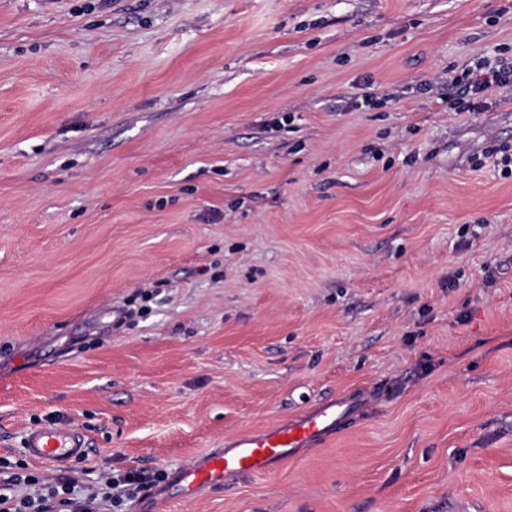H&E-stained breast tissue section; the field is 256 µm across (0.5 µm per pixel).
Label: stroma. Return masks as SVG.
<instances>
[{
  "instance_id": "stroma-1",
  "label": "stroma",
  "mask_w": 512,
  "mask_h": 512,
  "mask_svg": "<svg viewBox=\"0 0 512 512\" xmlns=\"http://www.w3.org/2000/svg\"><path fill=\"white\" fill-rule=\"evenodd\" d=\"M498 55L512 0H0V474L346 396L166 512H512V86L443 103ZM49 418L86 460L27 455Z\"/></svg>"
}]
</instances>
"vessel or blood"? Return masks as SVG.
I'll use <instances>...</instances> for the list:
<instances>
[{
  "label": "vessel or blood",
  "mask_w": 512,
  "mask_h": 512,
  "mask_svg": "<svg viewBox=\"0 0 512 512\" xmlns=\"http://www.w3.org/2000/svg\"><path fill=\"white\" fill-rule=\"evenodd\" d=\"M349 407L347 399H332L304 416L226 439L223 448L199 457L190 466L176 469L165 484L154 487L143 500L141 512H160L175 498L195 499L201 489L223 486L233 476L278 469L313 442L332 434L337 420ZM24 448L31 459L58 465L88 454L83 436L73 427L53 419L28 431Z\"/></svg>",
  "instance_id": "1"
}]
</instances>
